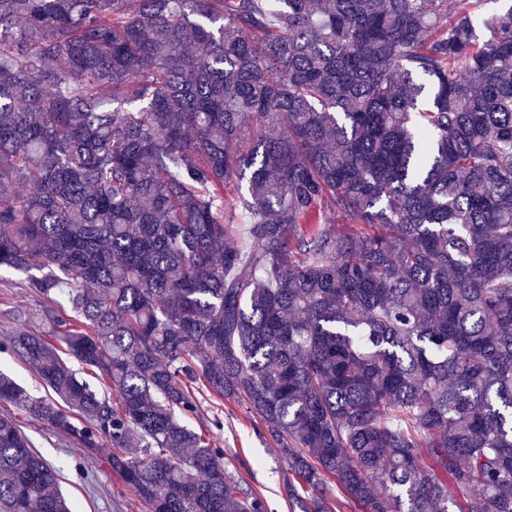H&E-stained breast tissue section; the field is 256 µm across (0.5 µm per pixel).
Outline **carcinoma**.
Returning <instances> with one entry per match:
<instances>
[{
	"label": "carcinoma",
	"mask_w": 512,
	"mask_h": 512,
	"mask_svg": "<svg viewBox=\"0 0 512 512\" xmlns=\"http://www.w3.org/2000/svg\"><path fill=\"white\" fill-rule=\"evenodd\" d=\"M34 265L74 315L0 337L48 392L0 401L147 512H267L205 392L302 512H512V3L0 0V267ZM0 512H76L7 411ZM201 413L193 422L198 430L211 426L214 413L224 421V429L214 430V437L224 448V467L237 481L255 490L268 502V512H301L299 506L291 509L286 481L288 462L277 448L263 437L244 408L233 400L221 402V409L202 399Z\"/></svg>",
	"instance_id": "1"
}]
</instances>
